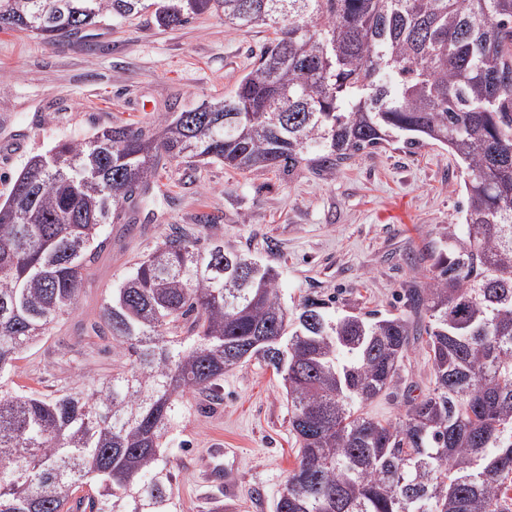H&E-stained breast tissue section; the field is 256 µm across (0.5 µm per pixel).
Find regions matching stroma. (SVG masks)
Returning <instances> with one entry per match:
<instances>
[{"mask_svg":"<svg viewBox=\"0 0 512 512\" xmlns=\"http://www.w3.org/2000/svg\"><path fill=\"white\" fill-rule=\"evenodd\" d=\"M272 36L269 27L238 30L207 13L169 28L146 14L112 19L87 44L0 32V142H24L11 161L0 162V202L28 159L59 141H80L107 126L148 130L160 114L223 97ZM464 177L447 147L409 150L399 142L358 155L333 177L307 166L289 176L240 175L219 164L172 167L162 178L164 192L126 203L107 226L111 244L78 309L22 353L13 380L50 394L125 366L118 349L80 328L97 318L108 289L170 225L191 226L200 212L218 215L215 234L224 244L279 271L288 308L318 295L335 299L341 311L399 313L415 271L429 266L426 249L437 228L462 204ZM430 385L425 351L410 350L399 388L366 411L395 418L406 396ZM218 395L206 408L202 395L187 394L164 440L180 512H274L299 448L283 381L253 360L225 372Z\"/></svg>","mask_w":512,"mask_h":512,"instance_id":"obj_1","label":"stroma"}]
</instances>
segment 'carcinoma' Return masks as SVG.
I'll list each match as a JSON object with an SVG mask.
<instances>
[{
  "instance_id": "1",
  "label": "carcinoma",
  "mask_w": 512,
  "mask_h": 512,
  "mask_svg": "<svg viewBox=\"0 0 512 512\" xmlns=\"http://www.w3.org/2000/svg\"><path fill=\"white\" fill-rule=\"evenodd\" d=\"M147 11L274 37L224 98L61 141L0 203V512H177L162 440L179 401L253 359L299 442L275 512H512V0H0V31L55 41ZM394 140L445 145L466 174L428 286L405 294L424 326L315 296L291 311L275 267L244 273L245 251L173 224L90 325L127 366L52 396L9 385L167 165L334 175ZM416 342L428 393L370 417Z\"/></svg>"
}]
</instances>
